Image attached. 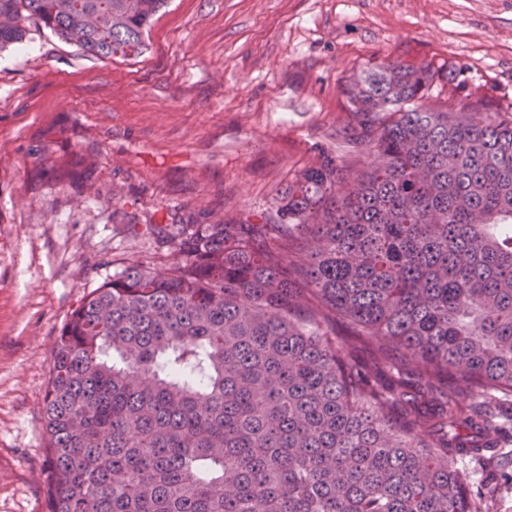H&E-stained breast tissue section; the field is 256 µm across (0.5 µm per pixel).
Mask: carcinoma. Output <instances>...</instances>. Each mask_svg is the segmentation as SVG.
<instances>
[{"mask_svg": "<svg viewBox=\"0 0 512 512\" xmlns=\"http://www.w3.org/2000/svg\"><path fill=\"white\" fill-rule=\"evenodd\" d=\"M165 2L0 0V49L33 25L137 56ZM437 75L354 71L336 147L270 207L85 298L44 398L47 512H488L455 461L512 447V115L425 103Z\"/></svg>", "mask_w": 512, "mask_h": 512, "instance_id": "carcinoma-1", "label": "carcinoma"}]
</instances>
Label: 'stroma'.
Returning <instances> with one entry per match:
<instances>
[{
	"label": "stroma",
	"mask_w": 512,
	"mask_h": 512,
	"mask_svg": "<svg viewBox=\"0 0 512 512\" xmlns=\"http://www.w3.org/2000/svg\"><path fill=\"white\" fill-rule=\"evenodd\" d=\"M141 55L30 30L0 50V512H45L43 404L62 327L181 224L267 206L346 117L353 71L462 70L432 101L512 107V0H168ZM158 219L165 233L137 235Z\"/></svg>",
	"instance_id": "obj_1"
}]
</instances>
